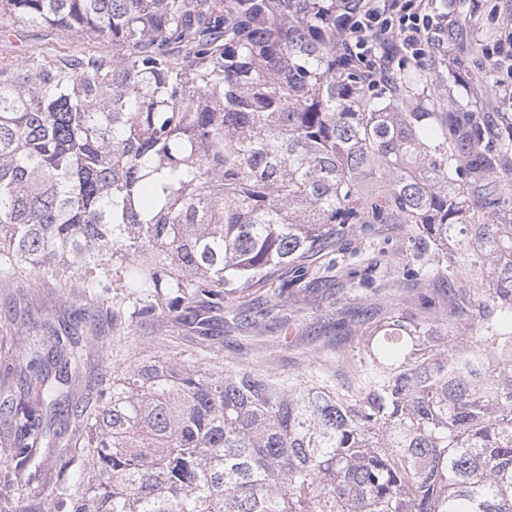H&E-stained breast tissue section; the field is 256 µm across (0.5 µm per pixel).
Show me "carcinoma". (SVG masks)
Instances as JSON below:
<instances>
[{
  "mask_svg": "<svg viewBox=\"0 0 512 512\" xmlns=\"http://www.w3.org/2000/svg\"><path fill=\"white\" fill-rule=\"evenodd\" d=\"M362 0H0L109 50L0 54V278L112 293V326L191 319L351 233L404 224L462 329L377 327L344 393L312 371L112 363L85 344L7 368L0 466L22 512H512V113L442 111L427 69L374 77ZM58 450L60 476L36 467Z\"/></svg>",
  "mask_w": 512,
  "mask_h": 512,
  "instance_id": "cac0c4a2",
  "label": "carcinoma"
}]
</instances>
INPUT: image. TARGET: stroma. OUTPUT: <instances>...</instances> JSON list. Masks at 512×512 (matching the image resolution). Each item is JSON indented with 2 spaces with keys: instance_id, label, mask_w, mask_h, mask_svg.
<instances>
[{
  "instance_id": "stroma-1",
  "label": "stroma",
  "mask_w": 512,
  "mask_h": 512,
  "mask_svg": "<svg viewBox=\"0 0 512 512\" xmlns=\"http://www.w3.org/2000/svg\"><path fill=\"white\" fill-rule=\"evenodd\" d=\"M426 5L448 15V24L425 61L431 83L456 109L477 99L485 80L504 79L494 57L501 31L512 27V0H427ZM15 30L8 46L15 55L95 48L94 43L42 26L20 23ZM432 259L431 247L411 237L405 225L385 224L373 239L351 235L333 250L310 257L305 277L278 267L261 293L280 292L284 299L265 304L253 325H235L222 313L214 314L204 332L186 320L147 321L126 333L121 351L131 361L162 356L170 351L169 337L179 336L182 358L200 366L264 369L284 377L308 369L343 388L352 376L353 357L389 315L404 314L428 326L465 324V317L449 315L445 284L404 277V269ZM81 285L77 275L65 288L31 277L0 283V363L22 342H38L47 330L77 324L78 335L88 338L89 344L82 376L67 385L75 398L95 389L104 361L102 346L112 341L106 318L111 297L86 304ZM46 321L51 324L47 330L42 327Z\"/></svg>"
}]
</instances>
